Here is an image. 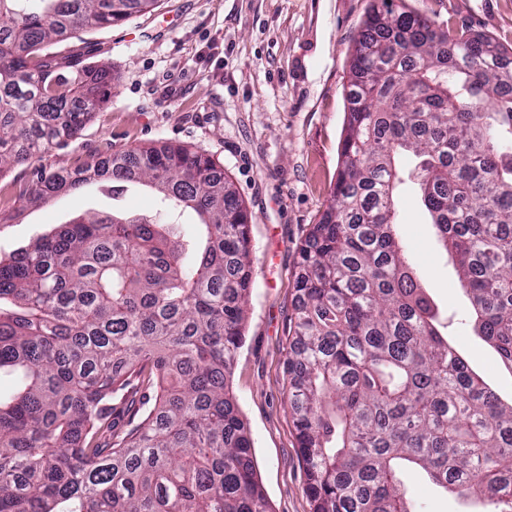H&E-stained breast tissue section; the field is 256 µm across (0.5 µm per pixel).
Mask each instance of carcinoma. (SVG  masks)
Segmentation results:
<instances>
[{
	"label": "carcinoma",
	"instance_id": "obj_1",
	"mask_svg": "<svg viewBox=\"0 0 512 512\" xmlns=\"http://www.w3.org/2000/svg\"><path fill=\"white\" fill-rule=\"evenodd\" d=\"M156 4L0 0V171L77 137L112 84L107 67L40 45ZM346 98L285 366L312 512H413L408 467L477 512H512V402L448 343L396 200L417 187L475 331L512 372V50L374 0ZM100 179L114 201L147 187L160 209L78 214L0 261V369L18 376L0 402V512H272L230 393L253 277L242 201L189 147L42 172L26 201ZM186 210L190 240L166 221ZM133 378L152 396L129 398Z\"/></svg>",
	"mask_w": 512,
	"mask_h": 512
}]
</instances>
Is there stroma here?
<instances>
[{
  "mask_svg": "<svg viewBox=\"0 0 512 512\" xmlns=\"http://www.w3.org/2000/svg\"><path fill=\"white\" fill-rule=\"evenodd\" d=\"M372 0H160L102 30L45 45L107 65L112 89L81 134L0 172V258L88 209L108 211L101 184L30 206L36 172L82 169L137 147L189 146L229 178L249 216L253 280L230 387L253 441L273 512H311L297 432L284 403V362L300 248L328 206L339 169L349 60ZM444 28L489 33L512 49V0H406ZM399 232L448 339L504 399L512 373L475 336L450 254L418 194L404 189ZM406 483L418 512H467L417 470Z\"/></svg>",
  "mask_w": 512,
  "mask_h": 512,
  "instance_id": "35a3bbf8",
  "label": "stroma"
}]
</instances>
